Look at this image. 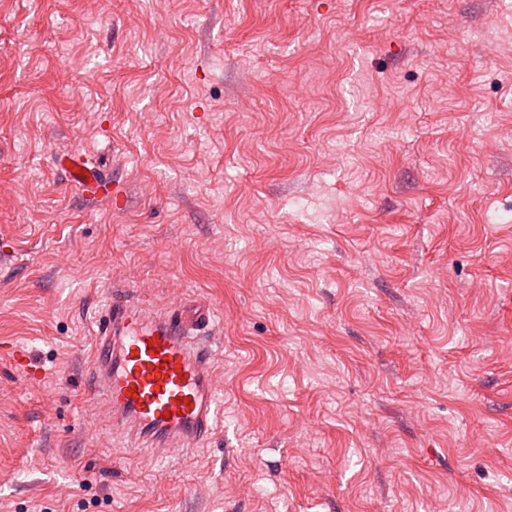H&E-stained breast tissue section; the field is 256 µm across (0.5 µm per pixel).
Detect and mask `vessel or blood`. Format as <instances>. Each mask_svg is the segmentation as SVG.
Returning a JSON list of instances; mask_svg holds the SVG:
<instances>
[{
  "mask_svg": "<svg viewBox=\"0 0 512 512\" xmlns=\"http://www.w3.org/2000/svg\"><path fill=\"white\" fill-rule=\"evenodd\" d=\"M55 169L82 195L108 185L85 155H57ZM211 311L185 315L129 299L108 303L91 343L92 390L106 406L113 434L166 455L207 442L223 414L213 351L202 334Z\"/></svg>",
  "mask_w": 512,
  "mask_h": 512,
  "instance_id": "1",
  "label": "vessel or blood"
}]
</instances>
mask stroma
Instances as JSON below:
<instances>
[{
	"label": "stroma",
	"mask_w": 512,
	"mask_h": 512,
	"mask_svg": "<svg viewBox=\"0 0 512 512\" xmlns=\"http://www.w3.org/2000/svg\"><path fill=\"white\" fill-rule=\"evenodd\" d=\"M112 295L210 306L205 445L113 438ZM2 344L0 512H512V0H0ZM54 168L63 174L65 182L78 190L83 197L87 195L94 197L100 191H102L103 197L107 196L110 188L102 178L100 171L95 167H90L86 156L78 151L71 150L57 155Z\"/></svg>",
	"instance_id": "stroma-1"
}]
</instances>
